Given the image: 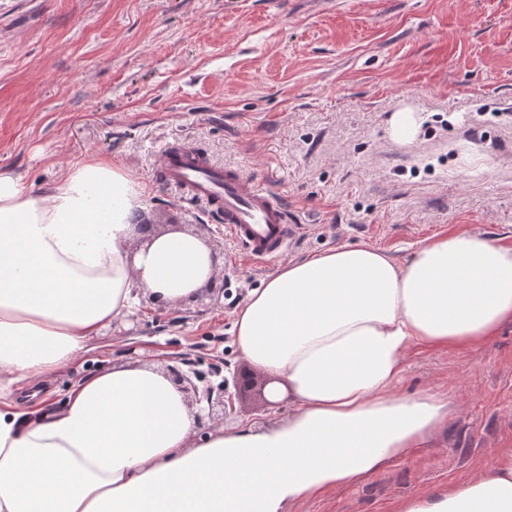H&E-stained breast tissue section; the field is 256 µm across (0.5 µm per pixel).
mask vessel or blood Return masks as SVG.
I'll list each match as a JSON object with an SVG mask.
<instances>
[{"instance_id":"obj_1","label":"vessel or blood","mask_w":512,"mask_h":512,"mask_svg":"<svg viewBox=\"0 0 512 512\" xmlns=\"http://www.w3.org/2000/svg\"><path fill=\"white\" fill-rule=\"evenodd\" d=\"M158 165L169 184L223 214L225 233L255 263L280 256L300 230L275 194L237 172L213 165L193 146L163 151Z\"/></svg>"}]
</instances>
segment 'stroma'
Listing matches in <instances>:
<instances>
[{"label": "stroma", "instance_id": "obj_1", "mask_svg": "<svg viewBox=\"0 0 512 512\" xmlns=\"http://www.w3.org/2000/svg\"><path fill=\"white\" fill-rule=\"evenodd\" d=\"M183 144L283 201L302 226L283 259L244 260L165 182L155 158ZM94 156L145 185L156 231L205 240L224 295L142 302L57 375L55 402L131 361L232 377L234 314L282 260L364 243L402 261L459 232L512 246V0H0V167L41 194ZM424 390L448 401L445 429L288 512H395L512 455V321L463 351L413 347L397 392Z\"/></svg>", "mask_w": 512, "mask_h": 512}]
</instances>
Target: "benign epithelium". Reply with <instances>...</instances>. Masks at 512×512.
I'll list each match as a JSON object with an SVG mask.
<instances>
[{
	"instance_id": "benign-epithelium-1",
	"label": "benign epithelium",
	"mask_w": 512,
	"mask_h": 512,
	"mask_svg": "<svg viewBox=\"0 0 512 512\" xmlns=\"http://www.w3.org/2000/svg\"><path fill=\"white\" fill-rule=\"evenodd\" d=\"M170 372L173 381L182 391H192L193 402L198 406L197 419L201 423L224 415L225 408L232 404L233 396L246 392L255 395L268 406L274 405L270 400V392L266 391L269 381L257 380L247 371H239L233 374L232 379L224 378L216 384L193 369L184 371L173 366Z\"/></svg>"
}]
</instances>
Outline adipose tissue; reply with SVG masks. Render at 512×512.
Masks as SVG:
<instances>
[{
  "label": "adipose tissue",
  "instance_id": "ef3b65f1",
  "mask_svg": "<svg viewBox=\"0 0 512 512\" xmlns=\"http://www.w3.org/2000/svg\"><path fill=\"white\" fill-rule=\"evenodd\" d=\"M144 185L92 158L34 196L0 170V391L42 383L148 297L172 306L216 274L197 234L143 237ZM512 321V247L436 236L405 262L368 244L291 260L236 311L238 351L292 407L199 434L158 365L93 373L58 410L0 400V512H288L358 482L448 424L430 391L396 394L413 345L468 348ZM396 512H512V457Z\"/></svg>",
  "mask_w": 512,
  "mask_h": 512
}]
</instances>
